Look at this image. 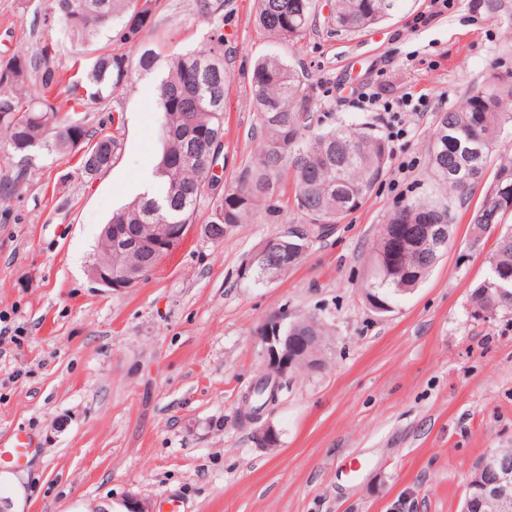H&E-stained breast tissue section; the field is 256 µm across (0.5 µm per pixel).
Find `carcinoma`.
<instances>
[{"label":"carcinoma","instance_id":"carcinoma-1","mask_svg":"<svg viewBox=\"0 0 512 512\" xmlns=\"http://www.w3.org/2000/svg\"><path fill=\"white\" fill-rule=\"evenodd\" d=\"M44 25L59 26L82 44H93L104 29L116 30L123 45L140 48L137 58L108 46L97 49L87 66L79 60L60 70L54 60L57 44L42 40L29 54L0 60V141L30 161L41 151L80 154L79 168L88 178L112 165L119 141L104 135L90 148L87 113L107 105L112 94L127 86L133 70L151 72L158 53L146 40L157 33L163 0H45ZM398 0H334L332 25L357 32L390 16ZM197 14L209 27L202 44L167 58L155 108L161 119V151L154 170L157 186L112 212L111 224H152L162 236L169 224H191L200 205L210 206L204 235L224 240L242 223L259 198L271 189V177L286 176L295 186L297 208L307 222L299 225L309 238L306 248L291 257L297 264L330 226L358 209L385 174L391 158L389 140L356 123L325 126L312 112L309 74L298 64L278 57H261L250 79L251 103L258 115L259 153L232 191H224L212 169L224 149V12L210 0H195ZM316 0H257L256 24L284 43L306 35L316 21ZM512 125V73L493 71L458 109L444 113L435 135L427 170L438 183V199L411 200L393 213L380 232L373 253L371 277L364 287L369 304L388 313L412 293L431 270L423 258L401 263L418 273L401 275L387 258L394 245L420 233L427 213L452 227L450 200L461 198L483 179L490 153L500 144L504 126ZM512 197V169L499 179L473 218L472 233L496 235L495 250L485 278L471 294L472 307L484 317L512 310V291L496 288L497 273L512 274V225H504L509 209L499 199ZM94 263L121 270L117 255H109L98 240ZM290 336H323L317 319L284 325ZM283 384L260 376L252 390L259 405Z\"/></svg>","mask_w":512,"mask_h":512}]
</instances>
